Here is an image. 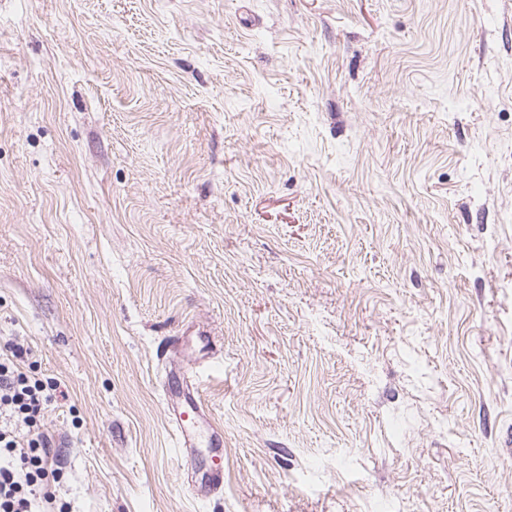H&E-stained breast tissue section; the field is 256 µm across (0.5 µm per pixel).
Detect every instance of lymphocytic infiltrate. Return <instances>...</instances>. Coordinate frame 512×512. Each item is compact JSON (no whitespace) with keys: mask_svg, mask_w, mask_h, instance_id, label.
Segmentation results:
<instances>
[{"mask_svg":"<svg viewBox=\"0 0 512 512\" xmlns=\"http://www.w3.org/2000/svg\"><path fill=\"white\" fill-rule=\"evenodd\" d=\"M57 390L27 368L23 349L0 352V512H70L57 500L61 472L41 423Z\"/></svg>","mask_w":512,"mask_h":512,"instance_id":"f902f5d3","label":"lymphocytic infiltrate"}]
</instances>
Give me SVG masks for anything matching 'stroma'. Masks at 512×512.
<instances>
[{"label":"stroma","instance_id":"stroma-1","mask_svg":"<svg viewBox=\"0 0 512 512\" xmlns=\"http://www.w3.org/2000/svg\"><path fill=\"white\" fill-rule=\"evenodd\" d=\"M0 339L72 512H512V0H0ZM185 401L186 410L177 417H171L170 422L177 432L180 447L193 448L195 447L196 424L204 420L206 410L199 395L196 398L190 396Z\"/></svg>","mask_w":512,"mask_h":512}]
</instances>
